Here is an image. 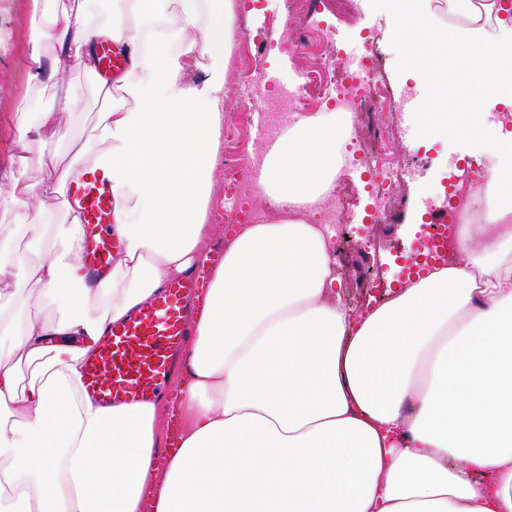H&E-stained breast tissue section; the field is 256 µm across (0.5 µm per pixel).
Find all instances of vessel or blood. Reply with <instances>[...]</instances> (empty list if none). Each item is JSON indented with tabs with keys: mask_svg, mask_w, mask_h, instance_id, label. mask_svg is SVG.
Segmentation results:
<instances>
[{
	"mask_svg": "<svg viewBox=\"0 0 512 512\" xmlns=\"http://www.w3.org/2000/svg\"><path fill=\"white\" fill-rule=\"evenodd\" d=\"M67 203L80 206L85 224L84 259L91 277L111 265L117 246L112 225V183L88 168L66 185ZM196 286L188 274L161 288L124 321L109 325L85 370L87 391L104 405L155 402L162 398L173 359L189 334L185 296Z\"/></svg>",
	"mask_w": 512,
	"mask_h": 512,
	"instance_id": "vessel-or-blood-1",
	"label": "vessel or blood"
}]
</instances>
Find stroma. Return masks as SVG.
I'll return each instance as SVG.
<instances>
[{
    "label": "stroma",
    "instance_id": "35a3bbf8",
    "mask_svg": "<svg viewBox=\"0 0 512 512\" xmlns=\"http://www.w3.org/2000/svg\"><path fill=\"white\" fill-rule=\"evenodd\" d=\"M354 5L363 25H356L350 14L332 9L320 8L303 18L304 23L334 43L335 65L340 71L353 67L363 47L364 26L379 25L390 16L383 0H355ZM31 11V0H0V173L9 169L23 181L36 185L44 174L38 167L28 165V158L42 152L58 155L62 163H69L76 144L92 135L98 114L106 104L98 97L89 75L77 68L67 70L64 81L78 93L80 112L67 117L57 132L32 134L27 141H19L17 125L24 114L36 105L50 106L55 94L51 87L37 95L29 91L26 59L31 49ZM286 17L283 0H247L237 25L251 34L275 39L281 34ZM242 61L262 76L253 89L258 99L267 93L266 79L295 80L303 66L301 60L291 59L287 52L274 50L263 56L243 51ZM396 146L410 155L430 152L433 168L427 177L412 175L403 179L399 192L405 205L385 224H374L369 219L374 210L370 173L358 166L347 176L343 195L349 218L342 227L346 243L337 257L340 281L336 288L344 306L353 313L375 304L378 294H391L399 277L396 259L410 253L417 241L416 236L403 235L402 229L417 213L443 210L451 191L449 164L461 161L469 165L483 159L481 143L420 135L411 114L405 112L399 116Z\"/></svg>",
    "mask_w": 512,
    "mask_h": 512
}]
</instances>
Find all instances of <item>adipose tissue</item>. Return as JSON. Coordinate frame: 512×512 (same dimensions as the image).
I'll use <instances>...</instances> for the list:
<instances>
[{"mask_svg": "<svg viewBox=\"0 0 512 512\" xmlns=\"http://www.w3.org/2000/svg\"><path fill=\"white\" fill-rule=\"evenodd\" d=\"M389 3L408 19L405 69L456 80L437 13ZM484 10L497 30L459 31L473 93L417 119L486 143L487 219L459 225L445 265L354 315L336 297L328 227L308 219L336 178L338 113L290 119L271 146L259 184L287 214L226 227L220 262L207 250L234 0H118L113 14L35 0L32 88L76 65L110 106L67 166L36 158L40 185L0 178V288L35 284L48 309L35 320L0 301V512H512V130L486 122L489 103L512 105V0ZM107 42L127 59L114 80L99 72ZM78 105L63 92L19 139ZM87 166L112 183L120 242L94 283L79 209L52 224L34 203ZM27 236L50 237L48 253L22 260ZM189 271L205 291L173 397L100 406L84 371L107 327ZM163 411L182 430L158 475Z\"/></svg>", "mask_w": 512, "mask_h": 512, "instance_id": "adipose-tissue-1", "label": "adipose tissue"}]
</instances>
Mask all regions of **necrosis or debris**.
Masks as SVG:
<instances>
[{
  "label": "necrosis or debris",
  "mask_w": 512,
  "mask_h": 512,
  "mask_svg": "<svg viewBox=\"0 0 512 512\" xmlns=\"http://www.w3.org/2000/svg\"><path fill=\"white\" fill-rule=\"evenodd\" d=\"M405 19H391L386 28H370L363 47L364 54L357 70L337 73L334 51L314 30L294 27L287 29L283 40L292 56L305 60L299 82L288 96L272 93L264 102H257L252 95V85L258 76L249 71L236 74L240 91L239 109L251 112L262 109L267 116H275L280 108H288L298 116H309L320 111L323 104L333 103L335 111L343 113L349 128L342 163L330 195L312 207L314 221L318 224L339 226L345 223L340 193L343 181L356 163L366 164L373 174L376 211L380 214L398 209L402 199L398 194L399 181L408 174L424 175L431 166L429 158L401 156L393 146L390 132L382 118L394 112L392 86L380 66V45L384 36H397ZM224 142L229 149L224 153V174L235 188L231 197V213H247L246 203L257 196L260 187L253 179L269 151L272 140L265 136H251L249 128L240 126L234 114L224 117ZM489 176L484 168H477L474 177L459 178L452 195L448 197V221L431 222L426 243L415 254L418 264L446 261L463 221L484 223L486 207H474L472 197L476 190L486 188ZM248 215L249 223L262 222L264 215Z\"/></svg>",
  "instance_id": "obj_1"
}]
</instances>
